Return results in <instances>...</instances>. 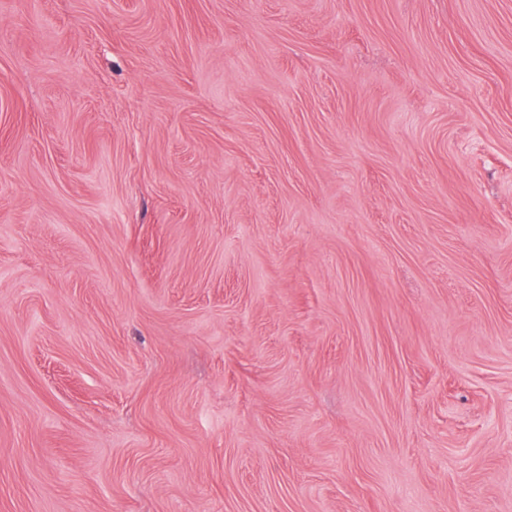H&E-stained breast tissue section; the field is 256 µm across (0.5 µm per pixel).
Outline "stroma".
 I'll return each mask as SVG.
<instances>
[{"label":"stroma","mask_w":512,"mask_h":512,"mask_svg":"<svg viewBox=\"0 0 512 512\" xmlns=\"http://www.w3.org/2000/svg\"><path fill=\"white\" fill-rule=\"evenodd\" d=\"M0 512H512V0H0Z\"/></svg>","instance_id":"35a3bbf8"}]
</instances>
